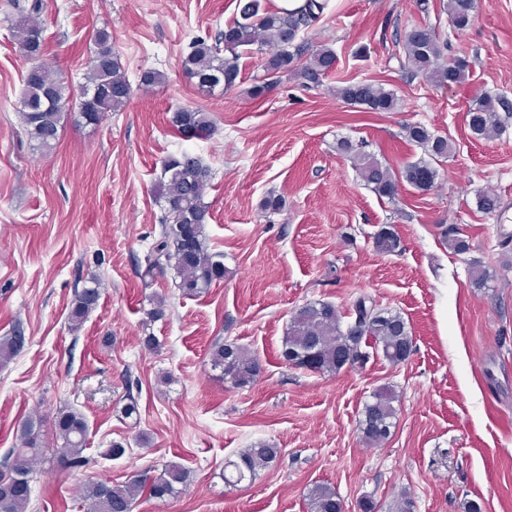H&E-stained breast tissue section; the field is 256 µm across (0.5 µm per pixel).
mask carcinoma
Listing matches in <instances>:
<instances>
[{"instance_id": "1", "label": "carcinoma", "mask_w": 512, "mask_h": 512, "mask_svg": "<svg viewBox=\"0 0 512 512\" xmlns=\"http://www.w3.org/2000/svg\"><path fill=\"white\" fill-rule=\"evenodd\" d=\"M477 0H447L445 10L451 32L463 33L471 24ZM16 12L10 29L20 52L30 66L24 78L19 117L24 134L40 150H51L59 142L63 114L74 106L85 123L97 125L109 113L118 112L129 102L132 86L112 48V33L102 28L94 34L90 70L78 104H73L67 81L43 61L45 38L41 16L49 0H10ZM239 17L214 37L196 38L182 61L185 75L206 94L226 92L235 86L243 54L256 49L268 54L266 77L250 89L252 98L263 97L277 83L280 74L292 70L303 83L320 87L336 67V53L326 46L317 47L306 64L298 63L305 46L298 43L304 31L319 15L300 16L269 9L264 0H239ZM407 65L432 84L444 86L466 80L471 62L464 57L443 58L446 43L439 40L429 25H416L405 32L402 40ZM345 102L366 112H392L397 106L394 93L372 83L347 84L337 90ZM468 127L473 138L489 139L500 135L512 118V100L503 95H485L473 100L468 113ZM171 126L177 135L188 140L207 138L214 133L211 113L200 106L181 107L172 113ZM405 138L421 148L423 156L407 162L399 175L350 139L339 144L340 152L352 162L361 179L375 194L392 199L403 180L418 191H429L438 176L435 163L448 158V138L437 135L422 124L404 127ZM213 179L212 170L196 155L182 152L164 160L157 193L164 203L161 230L149 247L142 279L151 281L173 269L181 294L196 296L224 279V253L208 245L206 226L211 219L210 205L205 202ZM476 208L494 215L501 209L499 195L491 190L478 194ZM441 235L455 254L471 251L468 239L456 224L443 226ZM374 246L384 254L403 250L400 238L383 227L374 237ZM491 274L479 259L470 260V287L482 291ZM102 283L92 278L77 290L69 310L72 329H78L97 307ZM23 329L15 325L11 334L0 337V364L9 362L23 349ZM413 336L407 321L397 312L381 308L370 298L359 296L350 302L348 312H341L329 301L309 302L290 319L283 339L280 359L292 361L300 368L312 363L318 373H336L347 360L366 361L370 353L395 366L412 350ZM211 362L235 388L253 383L260 374L258 356L236 343H215ZM398 401L396 391L382 386L370 395L360 412L358 430L363 442L378 446L389 438L396 426ZM55 427L60 445L56 448L57 464L62 469L84 465L89 424L86 416L72 406L55 413ZM279 449L256 442L241 449L234 459L224 461V483L236 487L253 481L258 472L271 466ZM43 444L38 420L29 417L21 423L18 444L10 449L0 465V512H27L31 501V483L35 467L42 458ZM188 472L171 463L155 478L137 475L123 485L108 481L84 484L81 499L86 512H133L138 497L165 501L181 493ZM312 512H339L341 499L331 486L319 483L308 491Z\"/></svg>"}]
</instances>
